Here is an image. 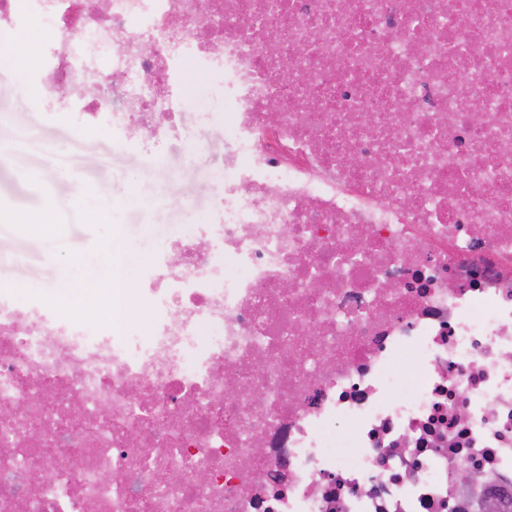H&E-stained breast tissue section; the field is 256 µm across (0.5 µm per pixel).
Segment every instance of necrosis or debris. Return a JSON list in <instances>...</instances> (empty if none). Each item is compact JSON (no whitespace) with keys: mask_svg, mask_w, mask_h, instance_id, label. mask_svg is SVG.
I'll use <instances>...</instances> for the list:
<instances>
[{"mask_svg":"<svg viewBox=\"0 0 512 512\" xmlns=\"http://www.w3.org/2000/svg\"><path fill=\"white\" fill-rule=\"evenodd\" d=\"M31 18L49 111L176 139L190 62L233 112L147 328L0 294V512L512 498V0H0Z\"/></svg>","mask_w":512,"mask_h":512,"instance_id":"obj_1","label":"necrosis or debris"}]
</instances>
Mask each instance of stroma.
<instances>
[{"label":"stroma","instance_id":"obj_1","mask_svg":"<svg viewBox=\"0 0 512 512\" xmlns=\"http://www.w3.org/2000/svg\"><path fill=\"white\" fill-rule=\"evenodd\" d=\"M31 20L19 33L0 32V141L13 155L0 162V209L45 213L59 232L35 239L24 224L0 223V249L24 254L0 262V293L17 288L40 300L78 284L105 288L139 280L156 252L189 225L206 221L224 185V115L209 109V82L186 65L180 137L143 144L98 128L79 129L66 113L42 109L31 52L48 40ZM84 191L74 205L71 185ZM93 210L111 215L90 222Z\"/></svg>","mask_w":512,"mask_h":512}]
</instances>
